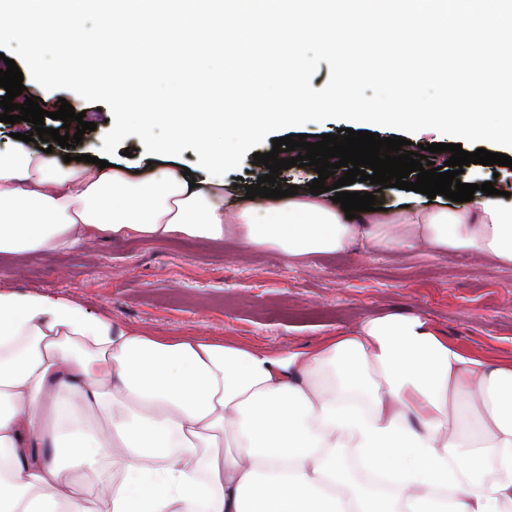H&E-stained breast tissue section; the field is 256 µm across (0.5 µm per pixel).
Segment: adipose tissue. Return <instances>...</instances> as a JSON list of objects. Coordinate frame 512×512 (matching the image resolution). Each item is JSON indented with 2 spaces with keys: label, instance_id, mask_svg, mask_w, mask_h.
<instances>
[{
  "label": "adipose tissue",
  "instance_id": "1",
  "mask_svg": "<svg viewBox=\"0 0 512 512\" xmlns=\"http://www.w3.org/2000/svg\"><path fill=\"white\" fill-rule=\"evenodd\" d=\"M464 98L375 113L345 72L314 83L315 47L288 48V113L354 106L474 140L512 142L500 50L466 48ZM504 89L487 91L489 79ZM272 112H143L112 132L164 152L190 139L198 187L160 170L62 167L14 141L0 152V258L105 238L272 247L299 259L364 245L487 256L512 266V202L487 196L349 219L327 197L224 206V168ZM80 398L101 423L60 417ZM0 512H512V359L465 350L418 316L388 314L279 352L158 336L64 295L0 289Z\"/></svg>",
  "mask_w": 512,
  "mask_h": 512
}]
</instances>
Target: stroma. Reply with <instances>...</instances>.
<instances>
[{"mask_svg":"<svg viewBox=\"0 0 512 512\" xmlns=\"http://www.w3.org/2000/svg\"><path fill=\"white\" fill-rule=\"evenodd\" d=\"M23 83L43 110L53 111L63 98L84 113L96 125L83 135L87 155L110 158L128 175L203 167L193 141H184L176 157L152 156L136 134L113 137L109 108L67 90H43L28 77ZM340 128L512 157V143L506 141H461L446 127L410 122L364 125L343 106L301 123L270 126L261 140L240 150L224 171L225 207L236 206L247 186L266 174L252 159L271 151L273 139L304 134L314 143ZM127 148L132 156H124ZM0 287L65 295L89 310L107 311L116 323L159 336L229 337L273 352L314 344L389 313L417 315L462 347L512 357V267L472 255L372 252L358 246L292 259L270 249L244 251L230 240L100 239L76 250L1 259Z\"/></svg>","mask_w":512,"mask_h":512,"instance_id":"obj_1","label":"stroma"}]
</instances>
